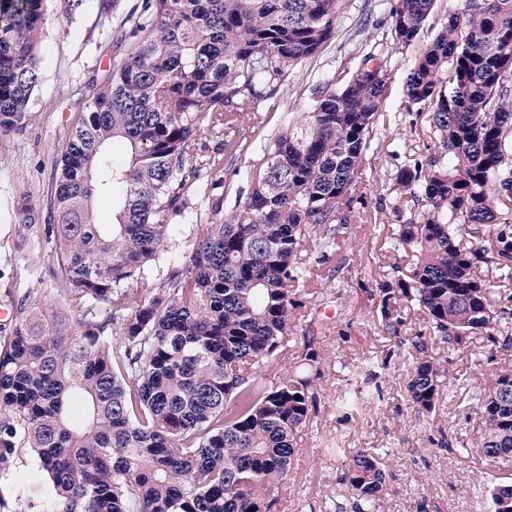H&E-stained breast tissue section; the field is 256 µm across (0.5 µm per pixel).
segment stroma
Masks as SVG:
<instances>
[{
	"label": "stroma",
	"instance_id": "obj_1",
	"mask_svg": "<svg viewBox=\"0 0 512 512\" xmlns=\"http://www.w3.org/2000/svg\"><path fill=\"white\" fill-rule=\"evenodd\" d=\"M464 2L436 0L417 38L387 57V117L377 126L361 171L366 221L353 225L352 247L324 266L320 298L307 301V318L292 329L295 347L314 337L322 377L299 456L280 489L277 512H335L346 500L344 469L359 448L384 454V512H487V501L477 493L478 481L512 478V460L490 462L475 451L481 436L475 396L488 386L487 373L473 370L470 382L441 400L434 414L418 413L404 392L408 361L399 340L426 333V323L419 312H411L395 338L371 317L393 267L406 263L391 247L400 224L410 216L390 191L393 180L410 158L438 151L427 115L408 108L404 78L422 48ZM143 4L116 0L107 19L99 12V0H83L74 10L66 9L63 0H49L40 33L41 79L29 104L32 119L23 133H0V308L32 289L56 293L54 245L43 225L19 222L17 203L24 197L33 207L48 208L62 148L79 117L76 99L91 97V81L99 70L110 58L126 56L134 45L129 39L117 47L105 46L106 31L133 29ZM369 7L368 0H347L335 37L295 68L277 95L278 106L263 103L250 113L249 157L261 155L275 133L287 127L289 115L306 110L319 81L353 69L355 48L378 36L363 23ZM257 174L247 160L225 164V210L243 202ZM351 394L359 396V404L344 407ZM53 495L52 484L28 450L0 469V512H48Z\"/></svg>",
	"mask_w": 512,
	"mask_h": 512
}]
</instances>
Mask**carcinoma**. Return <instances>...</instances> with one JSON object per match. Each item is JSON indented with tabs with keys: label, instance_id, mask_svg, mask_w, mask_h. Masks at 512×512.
<instances>
[{
	"label": "carcinoma",
	"instance_id": "cac0c4a2",
	"mask_svg": "<svg viewBox=\"0 0 512 512\" xmlns=\"http://www.w3.org/2000/svg\"><path fill=\"white\" fill-rule=\"evenodd\" d=\"M435 0H379L385 38L341 84L327 78L307 111L256 160L246 200L185 234L196 171L187 159L224 133L205 168L248 150L246 106L276 99L303 60L334 38L346 0H147L135 28L114 31L135 47L93 80L62 150L53 205H28L24 224L54 240L58 297L30 292L0 345V465L22 448L52 482L51 512H275L317 400L321 357L314 338L282 367L303 297L339 248L355 205L374 128L384 118L388 70L382 45L413 42ZM46 0H0V132L19 133L38 87ZM428 112L439 155L413 159L391 192L423 205L401 225L379 313L397 335L414 307L441 344L482 365L481 335L512 334L492 309L494 286L512 281V0H465L415 58L404 85ZM112 196L110 224L94 200ZM485 246L464 237L483 235ZM180 247V256L169 253ZM166 278L149 283L152 263ZM137 281L139 288L129 283ZM104 308L105 320L66 309ZM405 391L436 411L454 359L434 357L419 334L405 339ZM479 393V444L512 457V362L489 368ZM386 482L380 454L361 449L344 472L351 512H379ZM493 512H512V481L482 483Z\"/></svg>",
	"mask_w": 512,
	"mask_h": 512
}]
</instances>
